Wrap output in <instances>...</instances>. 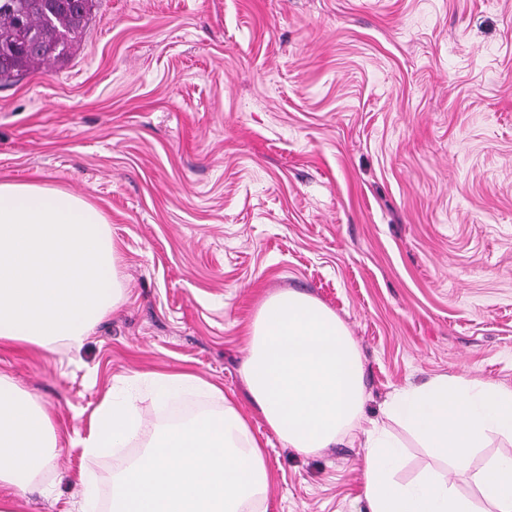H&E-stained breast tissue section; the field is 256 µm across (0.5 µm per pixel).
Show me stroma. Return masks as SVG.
Returning <instances> with one entry per match:
<instances>
[{"label": "stroma", "mask_w": 512, "mask_h": 512, "mask_svg": "<svg viewBox=\"0 0 512 512\" xmlns=\"http://www.w3.org/2000/svg\"><path fill=\"white\" fill-rule=\"evenodd\" d=\"M0 181L94 203L127 288L81 347L0 349L58 434L26 512H79L84 474L106 500L174 415L221 412L142 378L185 370L264 444L267 512H363L360 440L297 452L245 395L247 326L281 290L346 324L364 424L435 376L512 385V0H95L68 61L0 85ZM110 388L141 431L89 458Z\"/></svg>", "instance_id": "obj_1"}]
</instances>
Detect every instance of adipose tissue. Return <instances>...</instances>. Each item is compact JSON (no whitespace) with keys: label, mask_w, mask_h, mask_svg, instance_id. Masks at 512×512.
<instances>
[{"label":"adipose tissue","mask_w":512,"mask_h":512,"mask_svg":"<svg viewBox=\"0 0 512 512\" xmlns=\"http://www.w3.org/2000/svg\"><path fill=\"white\" fill-rule=\"evenodd\" d=\"M119 261L107 218L86 198L0 181V347L80 346L126 299ZM248 336L246 393L284 445L308 454L364 434L367 512H512V457L470 468L491 438L512 441V386L438 376L395 390L387 417L440 462L403 481L402 441L383 427L361 426V355L334 311L299 291L276 292L260 302ZM148 383L156 401L196 390L223 397L224 409L159 430L115 479L108 512H266V452L234 401L189 372H153ZM139 429L134 408L106 391L90 415L84 451L111 454ZM57 447L51 414L1 373L0 486L16 495L0 500V512H21V495L37 490ZM452 469L468 473L476 495L449 481Z\"/></svg>","instance_id":"obj_1"}]
</instances>
